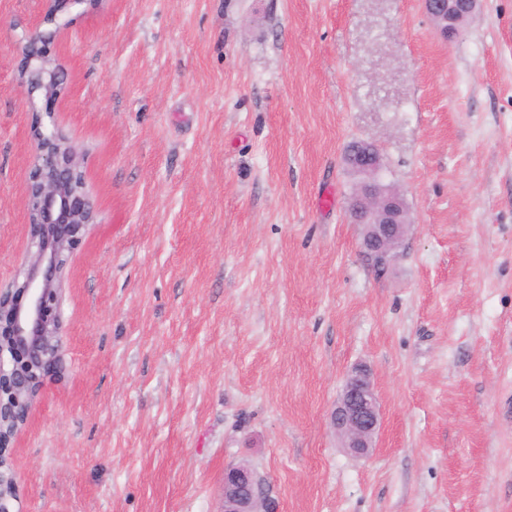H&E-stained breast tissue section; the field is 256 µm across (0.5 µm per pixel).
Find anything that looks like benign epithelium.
I'll use <instances>...</instances> for the list:
<instances>
[{
  "instance_id": "1",
  "label": "benign epithelium",
  "mask_w": 512,
  "mask_h": 512,
  "mask_svg": "<svg viewBox=\"0 0 512 512\" xmlns=\"http://www.w3.org/2000/svg\"><path fill=\"white\" fill-rule=\"evenodd\" d=\"M479 0H423L426 15L446 40L472 17ZM53 34L32 32L22 46L20 82L29 98H55L66 89L63 69L45 50ZM36 149L27 194L29 261L8 288L0 289V512H22L12 466L13 442L25 426L46 377L64 378L66 361L61 317L62 283L75 246L95 222V206L85 190L81 154L56 128L34 130ZM364 166L370 181L359 190L356 210L371 217L363 247L388 265L395 261L408 229L403 196L381 183L380 155L374 144ZM381 407L371 372L348 376L332 425L353 456L376 447ZM222 512H273L258 473L245 464L224 470Z\"/></svg>"
}]
</instances>
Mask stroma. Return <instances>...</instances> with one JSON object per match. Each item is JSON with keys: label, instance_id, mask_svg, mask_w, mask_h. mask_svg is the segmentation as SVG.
Here are the masks:
<instances>
[{"label": "stroma", "instance_id": "35a3bbf8", "mask_svg": "<svg viewBox=\"0 0 512 512\" xmlns=\"http://www.w3.org/2000/svg\"><path fill=\"white\" fill-rule=\"evenodd\" d=\"M0 0V287L29 255L34 128L96 219L66 270L67 371L12 455L24 512H512V0L443 41L421 0ZM68 75L28 99L29 32ZM411 227L378 273L344 149ZM331 208H321L324 195ZM368 366L369 455L330 420ZM222 512H273L258 473L245 464L224 470Z\"/></svg>", "mask_w": 512, "mask_h": 512}]
</instances>
